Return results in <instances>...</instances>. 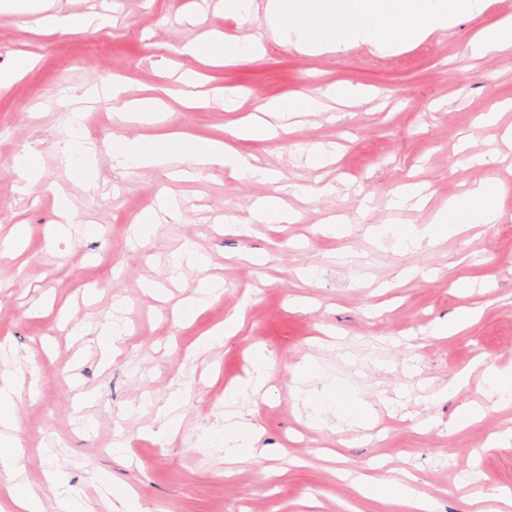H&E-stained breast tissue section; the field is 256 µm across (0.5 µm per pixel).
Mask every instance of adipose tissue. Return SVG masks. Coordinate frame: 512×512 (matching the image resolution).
<instances>
[{
    "instance_id": "ef3b65f1",
    "label": "adipose tissue",
    "mask_w": 512,
    "mask_h": 512,
    "mask_svg": "<svg viewBox=\"0 0 512 512\" xmlns=\"http://www.w3.org/2000/svg\"><path fill=\"white\" fill-rule=\"evenodd\" d=\"M0 6L28 17L32 25L45 32L98 31L108 25L102 17L56 15L46 13L42 0H0ZM482 0H268L266 19L270 28L281 37L296 36L308 53L343 41L378 44L397 51L428 31L448 25L449 14L465 11L479 13ZM406 25H397L398 17ZM185 54L194 57L215 56L225 63L254 62L262 55V46L254 35H246L225 48L223 39L210 38L184 46ZM364 90L352 84L328 87L324 93H299L278 101H265L257 114L226 129L225 140H201L180 132L162 135H139L114 139L112 161L115 167L142 168L165 164L170 158H180L187 176L196 177L214 165L223 166L237 178L258 177L277 181L275 172L256 167L248 156L239 153L235 141L242 139L269 140L278 131L289 130V121L306 112L323 111L326 100L349 103L364 98ZM496 189L490 182L475 183L460 196L449 200L429 224L396 229L400 245L418 247L444 237L464 233L475 224H494L500 218L492 200ZM300 383V398L315 411L328 410L350 426L365 427L374 411L364 404L344 382L324 375L312 361L295 369ZM321 380L318 388H310L312 380ZM20 394L9 379L0 380V476L15 512H45L40 495L17 476L21 450L13 437L17 428ZM261 438L259 428L232 418L224 420V455L227 462L244 463L254 457ZM355 490L365 497H374L395 505L397 512H434V503L415 485L411 474L387 481L360 478Z\"/></svg>"
}]
</instances>
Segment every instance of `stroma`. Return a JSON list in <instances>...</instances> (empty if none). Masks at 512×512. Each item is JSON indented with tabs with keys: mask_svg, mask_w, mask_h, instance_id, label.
Segmentation results:
<instances>
[{
	"mask_svg": "<svg viewBox=\"0 0 512 512\" xmlns=\"http://www.w3.org/2000/svg\"><path fill=\"white\" fill-rule=\"evenodd\" d=\"M217 0H47L49 11L110 17L104 30L43 34L0 10V72L23 55L35 64L0 90V152L39 150L40 181L20 192L13 164H0V241L25 227L24 249L0 259V364L22 386L16 435L21 476L55 512L50 473L62 474L93 512H124L132 492L143 512H393L390 504L358 495L352 480H383L409 472L436 512H480L468 492L512 490V446L493 441L512 430V407H493L476 367L486 356L512 370V181L500 165L467 168L462 159L496 150L512 162L502 135L512 128V50L472 57L471 42L501 12L485 0L481 14L449 16L448 26L393 53L342 43L319 55L302 53L296 38L268 28L266 0L248 17L217 13ZM230 40L251 33L265 53L256 62L212 66L181 54L210 29ZM203 75L207 106L190 109L180 94L185 71ZM120 77L128 100L157 97L164 119L150 128L120 122L110 100L83 103V128L95 152L96 187L88 191L61 159L70 113L57 100ZM337 82L370 89L371 97L302 115L292 131L240 150L278 173L276 184L240 180L221 167L185 177L174 160L163 167L122 171L112 166V143L102 126L134 137L186 131L220 139L228 125L270 98L311 93ZM243 90L236 110L223 92ZM495 113L494 123L481 122ZM325 151L320 169L306 151ZM501 183L495 224H479L406 251L380 225H421L474 181ZM332 184L334 193L302 199L299 183ZM419 182L423 209H395L403 185ZM76 213L70 244H52L47 229L61 223L57 191ZM278 192L298 221L255 224L241 233L228 217L248 218L253 205ZM175 200L179 220L160 222L144 245L128 242L141 214ZM343 217V236L321 227ZM193 242L207 270L173 268L171 259ZM264 255L256 265L251 256ZM221 280L223 295L197 309L202 276ZM479 310L464 332L436 336L438 324L461 309ZM121 312L123 352L102 363L98 325ZM242 312L237 336L201 352L202 336ZM264 345L275 359L265 396L224 399L249 366L250 349ZM315 360L376 412L358 429L325 415L310 426L311 410L294 400L293 370ZM467 373L458 385L459 373ZM180 401L177 433L154 434L161 411ZM478 406L479 421L446 424L460 408ZM260 426L255 460L225 476L224 416ZM55 454H42L45 444Z\"/></svg>",
	"mask_w": 512,
	"mask_h": 512,
	"instance_id": "stroma-1",
	"label": "stroma"
}]
</instances>
